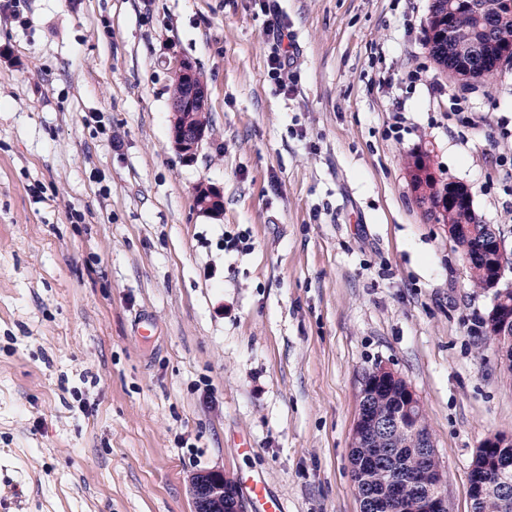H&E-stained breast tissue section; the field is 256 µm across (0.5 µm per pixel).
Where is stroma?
Listing matches in <instances>:
<instances>
[{
  "mask_svg": "<svg viewBox=\"0 0 512 512\" xmlns=\"http://www.w3.org/2000/svg\"><path fill=\"white\" fill-rule=\"evenodd\" d=\"M430 5L0 9V512H193L189 479L212 470L244 512L257 474L288 512H360L359 378L379 362L422 403L449 512H471L477 448L512 434V373L484 337L493 292L410 164L464 184L512 257V62L450 80L424 46ZM282 25L289 95L267 68ZM178 58L207 87L190 161L170 141Z\"/></svg>",
  "mask_w": 512,
  "mask_h": 512,
  "instance_id": "obj_1",
  "label": "stroma"
}]
</instances>
